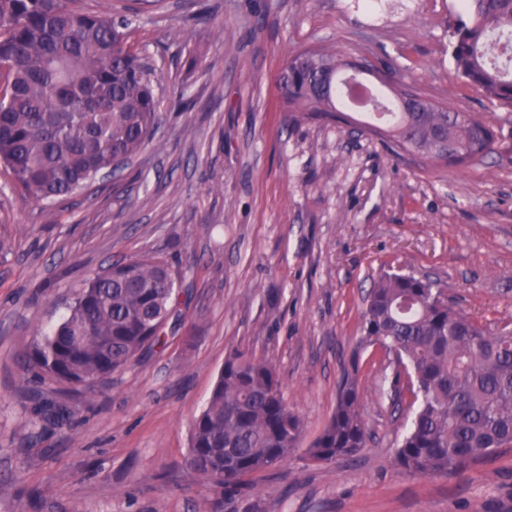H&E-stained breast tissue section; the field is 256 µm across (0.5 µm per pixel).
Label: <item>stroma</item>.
Listing matches in <instances>:
<instances>
[{
  "label": "stroma",
  "instance_id": "1",
  "mask_svg": "<svg viewBox=\"0 0 512 512\" xmlns=\"http://www.w3.org/2000/svg\"><path fill=\"white\" fill-rule=\"evenodd\" d=\"M84 4L128 23L159 76L160 120L153 147L59 201L35 202L0 166V512H512V448L445 475L395 465L411 397L395 399L378 347L357 348L364 299L387 272L512 328V109L454 73L458 0ZM314 46L478 117L492 153L448 168L366 130L351 107L341 120L294 119L280 78ZM145 255L185 272L163 344L92 391L28 374L37 330L89 278ZM235 351L276 367L304 428L288 462L228 501L184 459ZM355 352L367 446L312 462ZM39 397L69 422L36 423Z\"/></svg>",
  "mask_w": 512,
  "mask_h": 512
}]
</instances>
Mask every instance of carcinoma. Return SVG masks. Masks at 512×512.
Returning <instances> with one entry per match:
<instances>
[{
  "instance_id": "1",
  "label": "carcinoma",
  "mask_w": 512,
  "mask_h": 512,
  "mask_svg": "<svg viewBox=\"0 0 512 512\" xmlns=\"http://www.w3.org/2000/svg\"><path fill=\"white\" fill-rule=\"evenodd\" d=\"M450 25L455 73L512 107V0H460ZM347 61L323 48L288 60V110L336 118L343 97L332 77ZM0 163L33 199H63L100 171L139 154L159 121L152 70L128 44L126 25L82 0H0ZM372 112L396 146L448 167L492 149V127L467 112H400L378 88ZM183 274L160 256L116 262L89 279L67 314L36 337L24 363L33 375L91 388L128 366L176 309ZM359 347L379 345L409 376L417 410L394 462L413 475L446 473L512 447V331H494L457 311L412 275L386 273L367 294ZM307 449L314 461L351 459L369 437L357 378ZM34 414L62 425L65 407L40 401ZM302 434L275 367L234 353L195 418L189 468L231 498L244 478L288 459Z\"/></svg>"
}]
</instances>
